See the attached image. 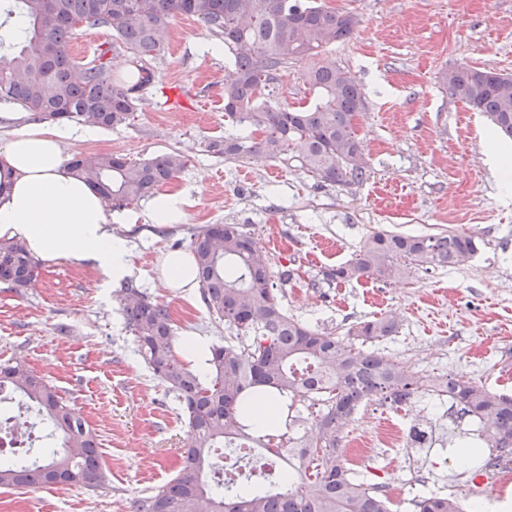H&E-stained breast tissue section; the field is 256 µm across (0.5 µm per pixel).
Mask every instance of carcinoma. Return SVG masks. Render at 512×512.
<instances>
[{
	"label": "carcinoma",
	"mask_w": 512,
	"mask_h": 512,
	"mask_svg": "<svg viewBox=\"0 0 512 512\" xmlns=\"http://www.w3.org/2000/svg\"><path fill=\"white\" fill-rule=\"evenodd\" d=\"M25 20L21 39L0 51V100L35 121L114 128L135 110V91L154 81L157 59L172 21L194 16L224 46L234 73L224 82V112L241 133L209 148L224 159L275 158L292 151L319 182L351 186L369 173L355 118L364 104L360 84L325 56L327 47L349 38L356 17L319 0H10L0 10ZM107 27L129 54L138 82L114 80L105 48L86 61L69 53L76 20ZM313 60L303 74L310 105L290 109L267 100L265 90L288 65ZM449 94L484 113L497 133L512 141V75L461 64L441 73ZM70 169L115 207L150 198L186 166L179 152L131 161L115 154H76ZM204 303L215 317L247 341V352L230 341L209 346L208 372L189 368L175 350L169 309L134 287L122 290L124 317L139 352L154 375L175 393L194 438L179 474L134 502L135 512H392L388 497L358 478L345 463L343 428L362 402L393 403L426 391L423 379L399 360L367 344L397 333L387 314L352 324L342 336L312 328L284 310L274 288L294 272L271 271L262 247L240 224H208L191 236ZM480 250L476 237L454 230L405 235L369 234L355 256L321 272L328 283L399 280L417 267H455ZM37 262L19 241L0 240V282L25 288ZM458 418L481 424L461 432L456 448L473 450L474 473L512 456V396L469 379L448 378ZM9 387L37 408L59 448L39 450L40 463L0 464V488L97 487L103 483L98 435L75 417L57 390L21 362L0 365V390ZM277 392L288 409L311 401L310 431L271 425L258 433L247 424L251 402ZM258 449L259 467L242 471L215 456L217 448ZM77 448L73 454L70 449ZM416 512H463L451 496L429 494Z\"/></svg>",
	"instance_id": "cac0c4a2"
}]
</instances>
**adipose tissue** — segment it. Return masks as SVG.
Here are the masks:
<instances>
[{
	"label": "adipose tissue",
	"instance_id": "adipose-tissue-1",
	"mask_svg": "<svg viewBox=\"0 0 512 512\" xmlns=\"http://www.w3.org/2000/svg\"><path fill=\"white\" fill-rule=\"evenodd\" d=\"M64 136L59 127L29 122L0 141V238L22 242L48 263L90 264L105 284L119 286L135 273L132 247L113 233L102 197L68 168ZM160 269L166 287L195 298L192 254H166Z\"/></svg>",
	"mask_w": 512,
	"mask_h": 512
}]
</instances>
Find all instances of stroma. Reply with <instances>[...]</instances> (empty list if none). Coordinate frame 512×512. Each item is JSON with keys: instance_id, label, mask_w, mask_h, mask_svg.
Listing matches in <instances>:
<instances>
[{"instance_id": "stroma-1", "label": "stroma", "mask_w": 512, "mask_h": 512, "mask_svg": "<svg viewBox=\"0 0 512 512\" xmlns=\"http://www.w3.org/2000/svg\"><path fill=\"white\" fill-rule=\"evenodd\" d=\"M355 15L352 36L326 50L361 85L358 134L371 174L350 187L323 186L296 158L227 160L209 149L236 133L224 116L222 87L231 65L199 19L171 24L152 85L137 91L126 124L72 136L65 155L121 154L139 161L177 151L187 164L165 185L193 197L182 223L153 225L149 202L123 206L115 233L133 248L131 282L169 308L177 337L212 343L235 334L202 300L165 287L163 256L190 248L208 224H244L272 269L297 277L279 286L289 314L344 334L356 321L399 315L395 336L377 342L427 381L463 375L512 395V186H503L485 154L491 123L452 98L441 72L461 63L512 74V0H323ZM409 235L452 229L484 246L464 265L419 267L410 279L327 284L322 269L345 262L373 231ZM91 266L39 262L34 283L0 282V363L24 361L97 432L101 488H0V512H134L140 496L180 470L190 441L174 393L153 375L126 326L119 291ZM439 447L410 450L401 467L423 475L407 488L403 512L423 492L458 490L495 497L494 477L456 470L445 445L448 420L436 421Z\"/></svg>"}]
</instances>
